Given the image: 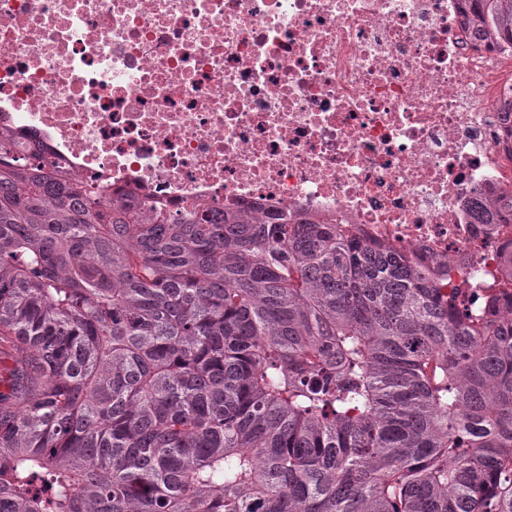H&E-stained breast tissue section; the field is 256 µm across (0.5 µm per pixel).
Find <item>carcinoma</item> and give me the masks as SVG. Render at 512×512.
I'll return each mask as SVG.
<instances>
[{
    "mask_svg": "<svg viewBox=\"0 0 512 512\" xmlns=\"http://www.w3.org/2000/svg\"><path fill=\"white\" fill-rule=\"evenodd\" d=\"M481 25L512 41V0ZM0 133V512H512V311L303 215L112 206Z\"/></svg>",
    "mask_w": 512,
    "mask_h": 512,
    "instance_id": "1",
    "label": "carcinoma"
}]
</instances>
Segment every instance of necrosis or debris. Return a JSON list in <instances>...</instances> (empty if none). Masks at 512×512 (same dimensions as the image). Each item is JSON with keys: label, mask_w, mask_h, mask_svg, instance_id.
<instances>
[{"label": "necrosis or debris", "mask_w": 512, "mask_h": 512, "mask_svg": "<svg viewBox=\"0 0 512 512\" xmlns=\"http://www.w3.org/2000/svg\"><path fill=\"white\" fill-rule=\"evenodd\" d=\"M473 0H0V129L112 202L346 225L512 290V42Z\"/></svg>", "instance_id": "necrosis-or-debris-1"}]
</instances>
